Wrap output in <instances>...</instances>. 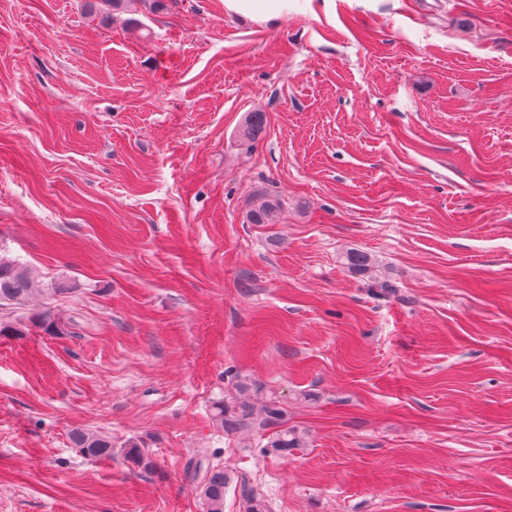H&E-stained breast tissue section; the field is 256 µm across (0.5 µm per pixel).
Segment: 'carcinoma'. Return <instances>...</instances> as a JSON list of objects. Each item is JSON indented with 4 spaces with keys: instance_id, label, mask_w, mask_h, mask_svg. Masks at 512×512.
I'll return each mask as SVG.
<instances>
[{
    "instance_id": "obj_1",
    "label": "carcinoma",
    "mask_w": 512,
    "mask_h": 512,
    "mask_svg": "<svg viewBox=\"0 0 512 512\" xmlns=\"http://www.w3.org/2000/svg\"><path fill=\"white\" fill-rule=\"evenodd\" d=\"M265 127V113L250 112L245 118L241 139L252 144L261 137ZM278 207V199L270 195H261L246 212L245 220L249 224H271ZM370 263L369 255L360 250H351L344 256V264L357 272L366 271ZM71 291L72 287L63 280H54L42 286L31 268L17 260L0 256V311L3 312V317L0 318V336H20L30 323L48 335H63L65 323L53 316L49 309L25 318L14 317L12 313L26 306L36 294L51 297L68 294ZM259 390L260 387L250 379H238L235 396L212 402L210 418L213 426L227 435L251 428L263 431L269 429L271 433L263 447L283 457L294 450L306 447V434L287 424L285 411L274 394H269L260 412H255L249 398L251 393ZM69 439L73 447L79 449L86 458H112V438L100 431L76 428L71 431ZM123 456L134 468L154 474L160 473L156 462L134 440L123 446ZM188 470L198 481V492L206 512H224V491L232 483L240 488L243 512H267L265 500L255 491L246 475H236L222 464L201 459L190 460Z\"/></svg>"
}]
</instances>
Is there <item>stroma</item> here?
<instances>
[{"label": "stroma", "mask_w": 512, "mask_h": 512, "mask_svg": "<svg viewBox=\"0 0 512 512\" xmlns=\"http://www.w3.org/2000/svg\"><path fill=\"white\" fill-rule=\"evenodd\" d=\"M164 2L0 0V255L75 286L0 336V512H205L195 457L268 512H512V0ZM240 377L306 447L213 428ZM225 13L251 17L259 22L284 18L293 8V0H223ZM266 127V116L263 112H250L247 114L242 126L244 132L240 138L245 143L253 144L263 134ZM278 207V199L271 195H261L246 212L245 220L248 224L273 223V217ZM70 442L86 458L92 460L108 459L112 456V438L92 429L76 428L71 431ZM123 456L126 462L131 464L134 468L154 474H159L160 472L156 462L145 451V449L134 440L128 441L123 446ZM235 484L240 488L243 512H267L265 500L255 491L245 474H237Z\"/></svg>", "instance_id": "stroma-1"}]
</instances>
